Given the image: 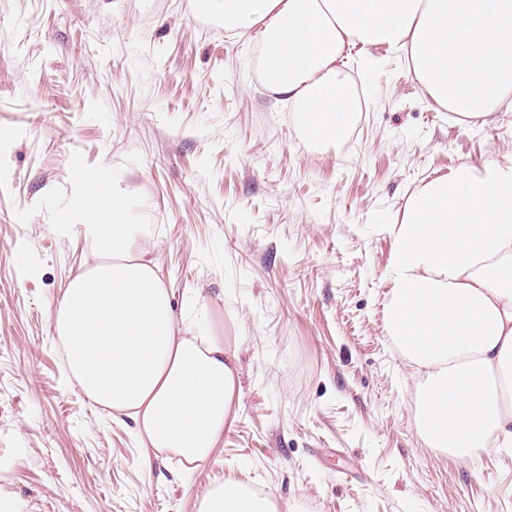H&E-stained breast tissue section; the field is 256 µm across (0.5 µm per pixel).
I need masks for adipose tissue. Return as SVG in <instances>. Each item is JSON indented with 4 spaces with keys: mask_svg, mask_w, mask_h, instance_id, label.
Returning a JSON list of instances; mask_svg holds the SVG:
<instances>
[{
    "mask_svg": "<svg viewBox=\"0 0 512 512\" xmlns=\"http://www.w3.org/2000/svg\"><path fill=\"white\" fill-rule=\"evenodd\" d=\"M225 29H259L269 90L298 107L305 137H336L352 90L345 44L409 54L428 99L462 121L512 102V0H194ZM90 229L98 257L68 282L54 317L79 387L131 413L150 448L188 463L214 452L230 415L236 358L177 320L122 192L106 188ZM388 280L387 333L416 379V429L448 457L512 448V165L464 163L413 194ZM198 512H278L272 497L213 490Z\"/></svg>",
    "mask_w": 512,
    "mask_h": 512,
    "instance_id": "adipose-tissue-1",
    "label": "adipose tissue"
}]
</instances>
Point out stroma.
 Returning <instances> with one entry per match:
<instances>
[{"mask_svg":"<svg viewBox=\"0 0 512 512\" xmlns=\"http://www.w3.org/2000/svg\"><path fill=\"white\" fill-rule=\"evenodd\" d=\"M256 31L191 0H0V504L196 512L228 481L280 512H512V453L455 460L414 417L386 332L392 227L465 162H512V106L464 123L405 51L346 46L355 97L334 144L303 135L258 73ZM177 311L237 357L198 467L147 449L77 385L53 317L101 249L98 169Z\"/></svg>","mask_w":512,"mask_h":512,"instance_id":"35a3bbf8","label":"stroma"}]
</instances>
